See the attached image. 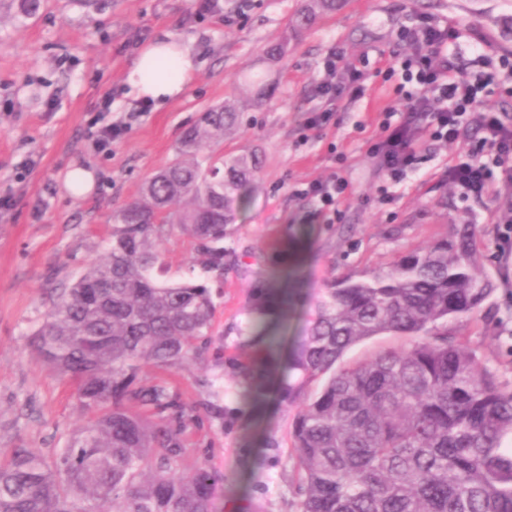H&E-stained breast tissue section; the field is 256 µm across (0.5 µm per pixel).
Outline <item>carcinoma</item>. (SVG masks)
Listing matches in <instances>:
<instances>
[{
    "instance_id": "1",
    "label": "carcinoma",
    "mask_w": 512,
    "mask_h": 512,
    "mask_svg": "<svg viewBox=\"0 0 512 512\" xmlns=\"http://www.w3.org/2000/svg\"><path fill=\"white\" fill-rule=\"evenodd\" d=\"M344 0H303L295 28ZM238 128L235 105L203 112L140 198L112 213L102 254L62 290L34 332L40 356L70 380L87 414L53 456L17 448L0 462V512H218L216 478L175 463L197 416L145 365L200 355L211 288L159 281L160 238L177 227L207 273L224 271V231L255 188L259 158L211 150ZM498 288L477 225L459 224L389 266L336 278L291 348L275 396L291 407L300 512H512V390L457 334ZM392 341L344 363L352 347ZM280 352L240 371L244 396H270Z\"/></svg>"
}]
</instances>
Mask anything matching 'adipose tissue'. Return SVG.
<instances>
[{
	"label": "adipose tissue",
	"mask_w": 512,
	"mask_h": 512,
	"mask_svg": "<svg viewBox=\"0 0 512 512\" xmlns=\"http://www.w3.org/2000/svg\"><path fill=\"white\" fill-rule=\"evenodd\" d=\"M196 68L188 46L163 37L141 51L127 82L136 99L159 106L181 96Z\"/></svg>",
	"instance_id": "obj_1"
}]
</instances>
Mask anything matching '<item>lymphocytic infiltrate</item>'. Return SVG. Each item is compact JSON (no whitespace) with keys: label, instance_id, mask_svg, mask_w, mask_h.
<instances>
[{"label":"lymphocytic infiltrate","instance_id":"f902f5d3","mask_svg":"<svg viewBox=\"0 0 512 512\" xmlns=\"http://www.w3.org/2000/svg\"><path fill=\"white\" fill-rule=\"evenodd\" d=\"M463 35L457 24L424 14L397 29V43L410 46L411 51L403 56L392 54L384 74L400 78L395 104L388 109L390 116L398 115L399 120L384 122L383 136L374 147L381 169L390 178L405 176L418 163L416 132L424 128L431 139L448 143L467 141L469 133H476L467 162L456 168L458 182L466 191H480L496 176L503 184H512V116L493 104L496 72H489L478 85L455 66L451 49ZM343 58L341 51L328 49L324 77L315 89L318 103L306 119V129L325 131L337 99L361 95L368 74L343 66ZM348 193V182L332 175L308 182L297 195L314 199L319 214L332 222Z\"/></svg>","mask_w":512,"mask_h":512}]
</instances>
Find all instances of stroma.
<instances>
[{
  "mask_svg": "<svg viewBox=\"0 0 512 512\" xmlns=\"http://www.w3.org/2000/svg\"><path fill=\"white\" fill-rule=\"evenodd\" d=\"M299 0H224L223 13L198 16L195 0H41L36 17L0 26V460L13 449L62 448L85 414L71 385L39 356L33 331L56 293L99 257L112 212L137 197L170 162L182 134L209 106L231 101L241 124L220 152H256L257 187L224 237V273L210 279L215 313L200 361L166 370L198 421L184 432L180 471L208 466L219 479L224 512H299L290 457L292 411L242 397L241 365L281 352L303 336L313 300L333 278L388 266L398 255L474 224L484 268L498 290L484 321L460 329L477 357L512 389V246L501 216L512 210V186L464 194L451 168L464 145L423 140L420 161L399 183L395 200L379 201L386 176L373 154L382 136L394 81L370 78L357 101L340 100L326 136L303 131L329 47L370 67L389 59L397 28L427 14L468 28L454 47L468 75L487 49L512 55V0H346L337 12L300 32L291 22ZM186 43L198 58L183 95L142 109L126 76L140 50L162 35ZM287 42L283 58L268 46ZM129 123L107 150L96 145L105 125ZM93 172L95 185L76 196L70 169ZM338 174L350 185L335 223L314 218L295 197L314 179ZM164 281L180 282L196 245L166 228ZM292 272L281 287L298 289L292 307L271 306L272 273ZM224 408L215 418L207 407Z\"/></svg>",
  "mask_w": 512,
  "mask_h": 512,
  "instance_id": "1",
  "label": "stroma"
}]
</instances>
